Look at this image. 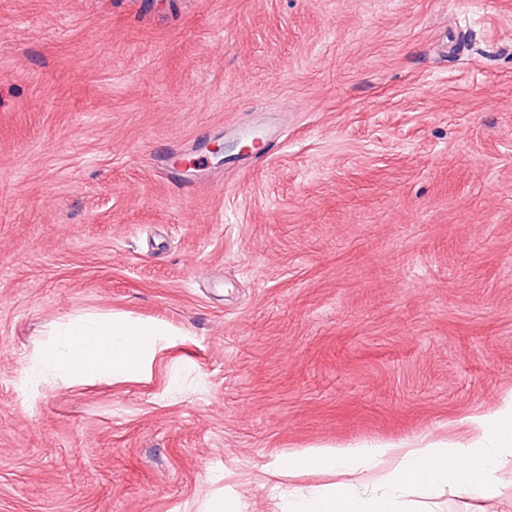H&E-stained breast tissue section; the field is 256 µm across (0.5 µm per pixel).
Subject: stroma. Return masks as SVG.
Wrapping results in <instances>:
<instances>
[{"instance_id": "1", "label": "stroma", "mask_w": 512, "mask_h": 512, "mask_svg": "<svg viewBox=\"0 0 512 512\" xmlns=\"http://www.w3.org/2000/svg\"><path fill=\"white\" fill-rule=\"evenodd\" d=\"M153 3L0 0V512H278L273 456L512 404V0ZM112 312L143 375L31 373Z\"/></svg>"}]
</instances>
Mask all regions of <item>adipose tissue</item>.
I'll return each instance as SVG.
<instances>
[{
    "mask_svg": "<svg viewBox=\"0 0 512 512\" xmlns=\"http://www.w3.org/2000/svg\"><path fill=\"white\" fill-rule=\"evenodd\" d=\"M65 357L38 355L39 368L65 383H85L143 373L146 353L169 334L161 323H138L115 313L98 321H67ZM476 437L465 445L386 443L371 447L314 448L276 457L264 470L273 478L317 471L336 483L292 487L281 512H413L415 496L448 487L483 497L512 483V409L474 418Z\"/></svg>",
    "mask_w": 512,
    "mask_h": 512,
    "instance_id": "1",
    "label": "adipose tissue"
}]
</instances>
